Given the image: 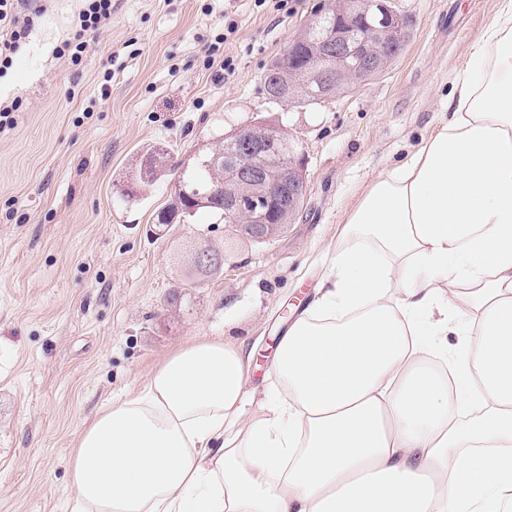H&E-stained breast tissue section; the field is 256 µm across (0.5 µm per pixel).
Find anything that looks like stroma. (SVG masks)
<instances>
[{
    "label": "stroma",
    "mask_w": 512,
    "mask_h": 512,
    "mask_svg": "<svg viewBox=\"0 0 512 512\" xmlns=\"http://www.w3.org/2000/svg\"><path fill=\"white\" fill-rule=\"evenodd\" d=\"M83 0H19L34 25L0 72L21 97L0 133V512H71L69 461L89 420L136 393L183 343L219 337L254 356L264 389L277 342L328 272L358 199L448 118L450 82L471 65L499 0H394L406 45L381 75L322 105L262 94L269 64L328 0H115L73 66L56 49ZM224 45L236 66L205 69ZM278 124L306 159L304 206L287 230L250 241L209 210L158 226L176 171L140 181L146 150L192 161L220 134ZM135 187L134 198L121 189ZM224 248V272L189 287L186 247Z\"/></svg>",
    "instance_id": "35a3bbf8"
}]
</instances>
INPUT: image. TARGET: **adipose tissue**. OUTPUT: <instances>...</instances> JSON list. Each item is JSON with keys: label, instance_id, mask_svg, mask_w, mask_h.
I'll use <instances>...</instances> for the list:
<instances>
[{"label": "adipose tissue", "instance_id": "ef3b65f1", "mask_svg": "<svg viewBox=\"0 0 512 512\" xmlns=\"http://www.w3.org/2000/svg\"><path fill=\"white\" fill-rule=\"evenodd\" d=\"M451 97L350 212L258 406L243 347L184 343L78 435L73 512H512V0Z\"/></svg>", "mask_w": 512, "mask_h": 512}]
</instances>
